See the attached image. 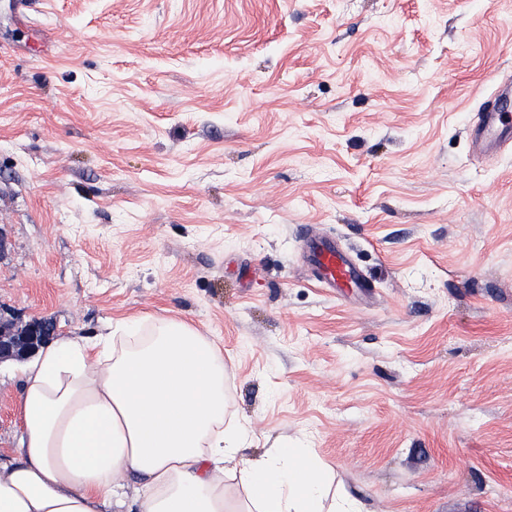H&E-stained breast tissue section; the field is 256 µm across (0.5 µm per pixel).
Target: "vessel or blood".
Wrapping results in <instances>:
<instances>
[{"label": "vessel or blood", "mask_w": 512, "mask_h": 512, "mask_svg": "<svg viewBox=\"0 0 512 512\" xmlns=\"http://www.w3.org/2000/svg\"><path fill=\"white\" fill-rule=\"evenodd\" d=\"M474 147L486 152L491 147L512 142V90L500 85L494 100L487 102L476 121ZM307 267L313 278L328 288H364L368 282L335 241L309 235Z\"/></svg>", "instance_id": "obj_1"}]
</instances>
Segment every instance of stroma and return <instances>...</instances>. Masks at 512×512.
<instances>
[{
  "label": "stroma",
  "mask_w": 512,
  "mask_h": 512,
  "mask_svg": "<svg viewBox=\"0 0 512 512\" xmlns=\"http://www.w3.org/2000/svg\"><path fill=\"white\" fill-rule=\"evenodd\" d=\"M0 0V322H186L244 452L363 512H512V0ZM372 285L315 284L306 232ZM22 363H0V452ZM510 93L505 83L501 84L494 100L487 102L482 112L477 113V136L474 147L486 152L491 147L512 142V107Z\"/></svg>",
  "instance_id": "35a3bbf8"
}]
</instances>
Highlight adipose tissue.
Returning a JSON list of instances; mask_svg holds the SVG:
<instances>
[{
  "label": "adipose tissue",
  "mask_w": 512,
  "mask_h": 512,
  "mask_svg": "<svg viewBox=\"0 0 512 512\" xmlns=\"http://www.w3.org/2000/svg\"><path fill=\"white\" fill-rule=\"evenodd\" d=\"M224 376L216 347L176 320L42 346L23 380L21 446L0 456V512H121L129 484L139 512H358L331 500L309 449L243 455ZM228 475L243 503L227 498Z\"/></svg>",
  "instance_id": "1"
}]
</instances>
